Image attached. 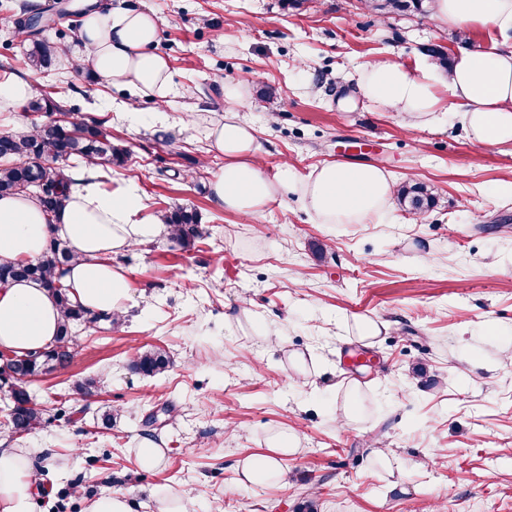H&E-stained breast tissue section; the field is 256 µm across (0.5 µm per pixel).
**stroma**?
I'll list each match as a JSON object with an SVG mask.
<instances>
[{"label": "stroma", "mask_w": 512, "mask_h": 512, "mask_svg": "<svg viewBox=\"0 0 512 512\" xmlns=\"http://www.w3.org/2000/svg\"><path fill=\"white\" fill-rule=\"evenodd\" d=\"M54 2L0 0V74L104 123L127 151L112 181L138 189L140 223L187 206L206 233L188 248L164 235L113 255L133 300L121 320L78 327L71 364L28 385L41 430L11 435L0 392V439L39 451L34 512H83L107 488L133 512H159L160 490L198 512H297L307 500L317 512H512V144L477 146L453 117L409 127L358 89L369 62L412 70L435 47L453 58L491 46L493 30L462 35L363 0H110L155 13L173 70L166 121L135 123L127 107L152 113L156 101L71 68L80 18L41 33L50 66L25 65L22 6ZM225 82L241 89L265 176L376 163L395 183L427 186L434 206L321 224L283 186L259 214L225 210L208 191L224 158L203 136L224 114ZM358 317L387 328L357 341L347 327ZM150 346L171 359L157 378L129 367ZM89 377L101 387L72 414V388ZM288 430L286 481L240 484L237 462ZM150 441L164 458L146 470L138 450Z\"/></svg>", "instance_id": "35a3bbf8"}]
</instances>
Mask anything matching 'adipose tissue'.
I'll return each mask as SVG.
<instances>
[{
	"label": "adipose tissue",
	"instance_id": "adipose-tissue-1",
	"mask_svg": "<svg viewBox=\"0 0 512 512\" xmlns=\"http://www.w3.org/2000/svg\"><path fill=\"white\" fill-rule=\"evenodd\" d=\"M437 23L462 32L490 27L498 40L461 54L447 74L434 68L410 70L387 61L367 64L359 77L362 94L381 108L402 113L410 124L441 123L454 114L472 141L482 147L512 143V0H435ZM160 35L155 16L139 7L120 10L100 4L85 14L80 30L79 69L115 86L134 87L141 96L169 104L174 93L168 59L155 51ZM446 84L451 106H443L439 84ZM224 117L205 130L210 151L224 157L210 190L224 209L243 215L261 212L280 183L260 170L261 152L254 127L239 118L238 85H222ZM306 207L322 224H361L383 212L394 184L377 164L329 163L300 184ZM142 198L134 187L120 194L102 192L92 177L76 178L55 213H46L28 195L0 198V259L36 260L52 233L67 239L77 257L65 281L71 298L92 313L122 314L133 287L111 257L167 232L162 223L141 224ZM61 311L56 299L29 281L0 283V349L22 356L42 350L55 339ZM293 436L278 435L267 454L239 461L242 480L264 477L282 482V455L293 453ZM37 483L31 451L0 448V512H33Z\"/></svg>",
	"mask_w": 512,
	"mask_h": 512
}]
</instances>
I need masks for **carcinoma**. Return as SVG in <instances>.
<instances>
[{"mask_svg":"<svg viewBox=\"0 0 512 512\" xmlns=\"http://www.w3.org/2000/svg\"><path fill=\"white\" fill-rule=\"evenodd\" d=\"M374 8L427 12L426 0H384L375 4ZM26 59L36 67L50 64V46L41 40H32ZM29 105L34 111H44L50 115L57 111L59 116L46 123L35 124L27 131L0 135V197L34 190L44 211L53 213L61 206L65 189L72 184L67 175L69 168L81 163H91L101 168L96 181L112 184V165H122L126 152L112 145V134L103 127V123L73 121L69 113L59 111V105L52 97L41 92L30 99ZM59 155L66 156L72 164L56 162L55 158ZM397 197L401 204L415 213L428 211L434 203L432 194L420 183H402L397 188ZM160 218L171 227L172 240L184 248L202 237L199 215L193 210L176 207L161 213ZM73 259L74 253L69 246L58 238H52L34 262L0 263V281L31 280L55 296L62 312L54 343L42 351L24 355V360L15 367L13 381L17 390L8 420L10 433L14 436L35 432L43 421L44 409L31 401L23 385L46 371L64 368L70 363L76 324H92L100 318L113 320L111 316L93 315L71 300L64 275L65 268ZM169 367V356L159 347L137 352L130 364L133 371L149 378L164 374Z\"/></svg>","mask_w":512,"mask_h":512,"instance_id":"cac0c4a2","label":"carcinoma"}]
</instances>
